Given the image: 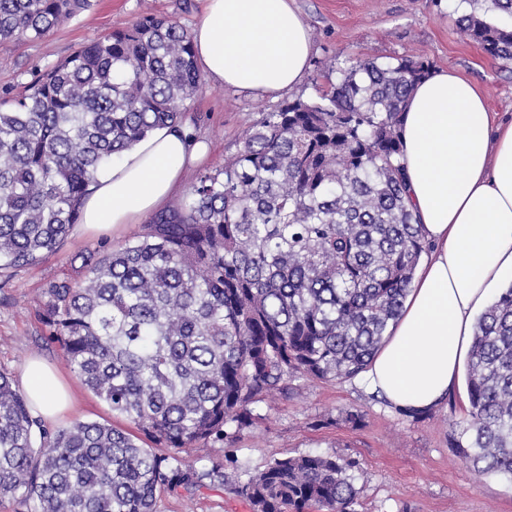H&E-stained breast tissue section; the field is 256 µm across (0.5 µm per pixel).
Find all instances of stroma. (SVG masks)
I'll return each instance as SVG.
<instances>
[{"label": "stroma", "instance_id": "1", "mask_svg": "<svg viewBox=\"0 0 512 512\" xmlns=\"http://www.w3.org/2000/svg\"><path fill=\"white\" fill-rule=\"evenodd\" d=\"M312 41V56L294 95L317 96L326 77L354 57L379 63L424 56L434 70H453L483 91L496 121L512 120V69L487 55L476 43L462 39L456 21L469 11L468 0H293ZM205 0H95L84 11L46 36L0 41V98L27 93L36 77L79 48L151 13L193 30ZM283 94L255 96L203 79L183 115L205 155L183 177L174 197L182 199L201 172L223 164L241 145V138L263 113L276 109ZM142 225L125 224L91 233L75 224L65 242L36 264L0 271V371L20 379L28 360L40 359L56 368L69 385L74 406L49 430L75 420L98 421L120 428L128 423L113 415L106 403L85 388L53 342L43 320L45 291L51 283L77 281L84 272L72 264L75 254L98 252L136 238ZM469 410L465 378L437 408L420 419L396 413L372 399L360 380L314 378L288 380L285 392L259 403L255 423L229 445H198L183 452L196 466L220 459L232 449L249 470L270 460L309 452L337 454L359 464L362 512H512V482L480 476L450 444L452 422ZM361 415L359 423L347 412ZM159 512H252L227 489L163 495Z\"/></svg>", "mask_w": 512, "mask_h": 512}]
</instances>
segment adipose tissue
<instances>
[{"label":"adipose tissue","instance_id":"obj_1","mask_svg":"<svg viewBox=\"0 0 512 512\" xmlns=\"http://www.w3.org/2000/svg\"><path fill=\"white\" fill-rule=\"evenodd\" d=\"M192 41L210 79L261 96L298 84L312 53L292 0H207ZM403 139L409 205L431 250L363 384L394 408L427 412L458 375L475 311L512 274V122L495 123L469 78L437 71L409 97ZM199 152L188 127L153 132L99 172L84 228L159 211ZM22 385L33 415L51 422L66 410L65 386L43 363L27 364Z\"/></svg>","mask_w":512,"mask_h":512}]
</instances>
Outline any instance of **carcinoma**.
Here are the masks:
<instances>
[{
    "instance_id": "carcinoma-1",
    "label": "carcinoma",
    "mask_w": 512,
    "mask_h": 512,
    "mask_svg": "<svg viewBox=\"0 0 512 512\" xmlns=\"http://www.w3.org/2000/svg\"><path fill=\"white\" fill-rule=\"evenodd\" d=\"M92 0H0V40L39 39ZM459 30L504 67L512 29L473 2ZM422 57L351 58L315 99L288 97L179 204L47 289L50 336L86 388L138 433L75 420L50 434L0 372V499L30 512H157L165 492L224 485L253 512H359L355 462L305 453L250 472L224 444L290 377L357 378L401 315L423 254L407 204L406 100ZM191 35L143 15L0 100V270L55 253L100 169L177 127L199 87ZM470 409L451 447L512 481V286L480 315L467 363ZM167 449L159 453L144 440ZM236 479L226 481V470Z\"/></svg>"
}]
</instances>
